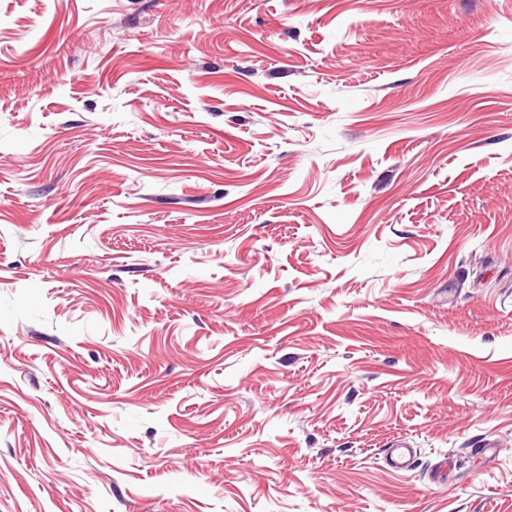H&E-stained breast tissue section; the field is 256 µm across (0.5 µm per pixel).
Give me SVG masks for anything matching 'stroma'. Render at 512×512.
I'll use <instances>...</instances> for the list:
<instances>
[{
  "label": "stroma",
  "mask_w": 512,
  "mask_h": 512,
  "mask_svg": "<svg viewBox=\"0 0 512 512\" xmlns=\"http://www.w3.org/2000/svg\"><path fill=\"white\" fill-rule=\"evenodd\" d=\"M0 512H512V0H0Z\"/></svg>",
  "instance_id": "stroma-1"
}]
</instances>
